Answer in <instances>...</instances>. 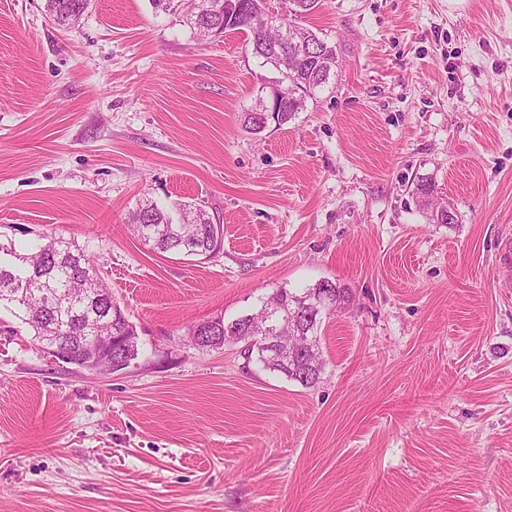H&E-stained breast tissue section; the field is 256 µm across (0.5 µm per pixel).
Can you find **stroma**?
<instances>
[{
	"label": "stroma",
	"instance_id": "1",
	"mask_svg": "<svg viewBox=\"0 0 512 512\" xmlns=\"http://www.w3.org/2000/svg\"><path fill=\"white\" fill-rule=\"evenodd\" d=\"M190 10L90 0L65 30L0 0V239L73 242L140 347L91 372L0 309V512H512V0H320L336 73L258 135L275 71ZM146 198L222 251H154ZM323 279L352 299L315 387L188 343ZM435 185L432 184V182H428L427 179H421L419 181V184H417L416 187V194H418V197H421L423 200H421V206L423 207V210H426L427 219L429 223H438V224H454L457 223L458 218L457 215L454 213L452 216V219L449 221L444 222L443 215H450V210L447 208V212L443 214V212L439 211L438 207H436L435 204Z\"/></svg>",
	"mask_w": 512,
	"mask_h": 512
}]
</instances>
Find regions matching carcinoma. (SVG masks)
<instances>
[{"mask_svg":"<svg viewBox=\"0 0 512 512\" xmlns=\"http://www.w3.org/2000/svg\"><path fill=\"white\" fill-rule=\"evenodd\" d=\"M89 0H47L46 8L51 20L59 26L71 25L72 18L82 15ZM263 9L261 0H242L240 13L224 15L216 13L194 22L199 33L205 37H221L227 31L247 30L252 54L262 60L263 65H272L269 41L278 36V30L264 26L259 17ZM301 49L296 51L299 60L290 70L297 85L286 88L288 111L282 113L286 124L303 106V96L323 87L329 82L336 69L335 52L328 48V42L309 28H298L295 34ZM435 185L420 180L416 194L421 197V206L426 210L431 223H444L443 212L435 204ZM181 220L169 221L171 211L148 200L142 203L130 219L129 227L135 236L154 249L175 254H185L190 248L204 252L219 251L223 237L216 234L213 219L202 209L184 205L179 208ZM324 281L300 291L292 292L279 288L260 300L252 313L241 315L233 322L239 324L252 320L258 324L265 319V308L269 303H279L286 310L295 308L299 298L311 303L313 315L285 326L282 335L291 332L312 337L302 348L304 361L285 364L272 356L269 346L257 345L243 350L247 362H256L263 368L277 372L305 388L315 386L324 368L320 350V335L325 310L320 308L319 298ZM106 291L108 287L99 276V268L73 243L52 238L46 243L31 248H16L12 242H0V308L10 310L26 324L37 343L51 344L60 337V331L79 326L109 332L112 318L108 311L98 304H91L85 293Z\"/></svg>","mask_w":512,"mask_h":512,"instance_id":"carcinoma-1","label":"carcinoma"}]
</instances>
